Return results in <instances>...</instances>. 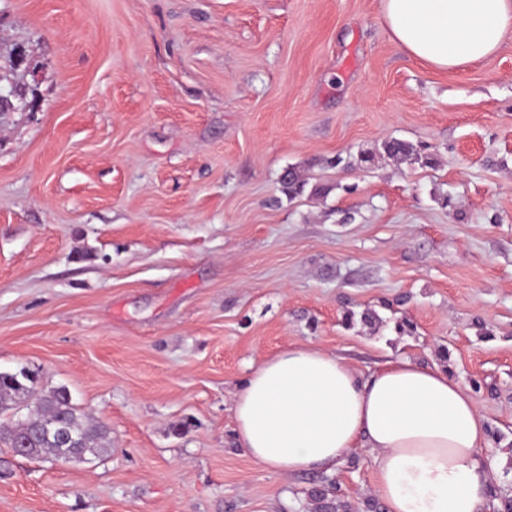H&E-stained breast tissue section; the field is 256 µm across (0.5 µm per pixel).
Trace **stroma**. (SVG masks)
<instances>
[{
    "mask_svg": "<svg viewBox=\"0 0 512 512\" xmlns=\"http://www.w3.org/2000/svg\"><path fill=\"white\" fill-rule=\"evenodd\" d=\"M0 75L35 104L0 114V371L112 437L0 439V512H386L369 449L288 476L239 447L236 391L292 345L445 367L483 512L512 507V29L442 72L381 0H0ZM391 139L431 163L359 162ZM38 405L29 410L28 414L15 430L8 429L5 439L13 452L20 444L27 449L30 458H44L56 464L70 463L71 457L59 456L69 452L80 456L82 448H89L87 454L103 457L112 448L110 429L102 422L89 420L72 402L66 387H57L41 396ZM33 410V411H32ZM65 435L71 442L61 439Z\"/></svg>",
    "mask_w": 512,
    "mask_h": 512,
    "instance_id": "stroma-1",
    "label": "stroma"
}]
</instances>
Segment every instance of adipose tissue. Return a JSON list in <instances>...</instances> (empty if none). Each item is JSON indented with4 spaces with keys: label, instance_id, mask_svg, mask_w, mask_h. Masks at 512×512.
I'll use <instances>...</instances> for the list:
<instances>
[{
    "label": "adipose tissue",
    "instance_id": "adipose-tissue-1",
    "mask_svg": "<svg viewBox=\"0 0 512 512\" xmlns=\"http://www.w3.org/2000/svg\"><path fill=\"white\" fill-rule=\"evenodd\" d=\"M381 11L396 42L442 70L492 55L512 28V0H381ZM233 412L240 447L278 473L331 472L368 448L387 512H482L486 425L437 366L400 359L366 376L291 346L252 371Z\"/></svg>",
    "mask_w": 512,
    "mask_h": 512
}]
</instances>
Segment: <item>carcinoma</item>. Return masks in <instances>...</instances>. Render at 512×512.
Instances as JSON below:
<instances>
[{"mask_svg": "<svg viewBox=\"0 0 512 512\" xmlns=\"http://www.w3.org/2000/svg\"><path fill=\"white\" fill-rule=\"evenodd\" d=\"M382 150L389 157L403 160L415 155L410 144L399 140L383 143ZM35 383V378L25 370L0 372V413L26 400L34 393ZM5 439L13 451L20 445L31 458L53 461L69 452L73 445L87 449V454L94 457H102L112 448L108 426L81 413L64 386L41 396L37 407L28 412L18 427L7 430Z\"/></svg>", "mask_w": 512, "mask_h": 512, "instance_id": "carcinoma-1", "label": "carcinoma"}]
</instances>
